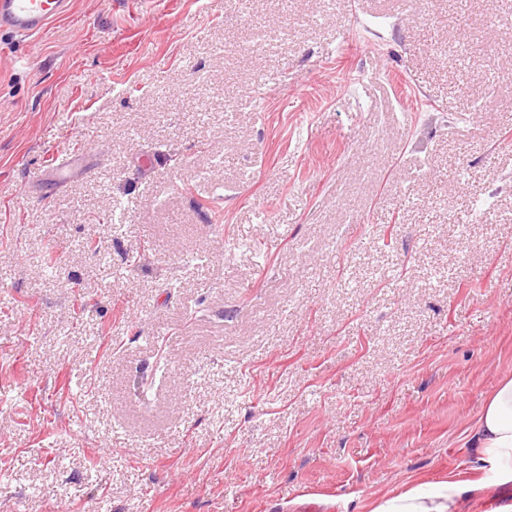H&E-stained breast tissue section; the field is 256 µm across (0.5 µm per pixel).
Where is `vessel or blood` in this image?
<instances>
[{
	"label": "vessel or blood",
	"instance_id": "obj_1",
	"mask_svg": "<svg viewBox=\"0 0 512 512\" xmlns=\"http://www.w3.org/2000/svg\"><path fill=\"white\" fill-rule=\"evenodd\" d=\"M72 0H0V29L22 37H35L65 16Z\"/></svg>",
	"mask_w": 512,
	"mask_h": 512
}]
</instances>
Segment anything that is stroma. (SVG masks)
Masks as SVG:
<instances>
[{"mask_svg": "<svg viewBox=\"0 0 512 512\" xmlns=\"http://www.w3.org/2000/svg\"><path fill=\"white\" fill-rule=\"evenodd\" d=\"M507 374L512 0L0 31V512H499ZM470 438L478 459L512 480V375L503 376L485 397ZM486 487L483 480L448 478L434 489L413 488L376 503L371 512H463L464 503L482 498Z\"/></svg>", "mask_w": 512, "mask_h": 512, "instance_id": "1", "label": "stroma"}]
</instances>
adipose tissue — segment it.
I'll use <instances>...</instances> for the list:
<instances>
[{
  "mask_svg": "<svg viewBox=\"0 0 512 512\" xmlns=\"http://www.w3.org/2000/svg\"><path fill=\"white\" fill-rule=\"evenodd\" d=\"M480 461L512 480V375L503 376L483 402L470 435ZM481 480L448 479L433 489L413 488L375 504L371 512H462L464 503L483 497Z\"/></svg>",
  "mask_w": 512,
  "mask_h": 512,
  "instance_id": "adipose-tissue-1",
  "label": "adipose tissue"
}]
</instances>
